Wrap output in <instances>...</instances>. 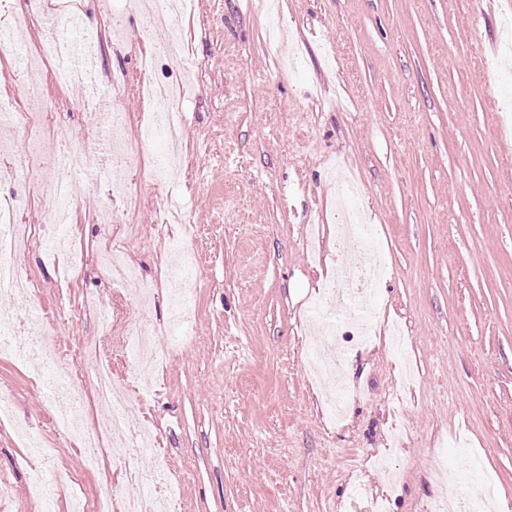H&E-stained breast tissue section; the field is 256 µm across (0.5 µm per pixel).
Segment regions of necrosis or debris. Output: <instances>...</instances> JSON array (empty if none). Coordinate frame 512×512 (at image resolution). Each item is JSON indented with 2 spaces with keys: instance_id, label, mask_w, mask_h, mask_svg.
Segmentation results:
<instances>
[{
  "instance_id": "necrosis-or-debris-1",
  "label": "necrosis or debris",
  "mask_w": 512,
  "mask_h": 512,
  "mask_svg": "<svg viewBox=\"0 0 512 512\" xmlns=\"http://www.w3.org/2000/svg\"><path fill=\"white\" fill-rule=\"evenodd\" d=\"M81 15L73 9H54L48 20V37L45 41L46 56L51 61L50 74L58 83L72 81L84 84L86 92L79 105L86 112L88 122L94 127L106 128L110 140L118 139L123 115L113 110L112 102L127 86L142 92L148 106L149 118L140 126L141 146L136 150L110 147L104 169L113 195L122 197L127 211H136L139 203L125 180L128 170L139 168L144 150H157L166 143L170 134L184 126L182 104L172 84L160 81L154 74V62L162 56L182 54L181 45L166 41L160 50L145 51L149 41L148 31H141L135 41L143 54L135 78L114 79L111 89L94 84L90 67H77L73 63L76 53L74 42L60 38L61 30L83 25ZM87 144L77 140L68 147L54 141H37L16 151L15 156L28 175L44 169L54 172L53 195L55 205L50 212L51 233L34 236L17 221L19 211L26 205L28 194L19 191L0 197V294L12 297L14 309L0 315V354L12 355L18 360L39 358L42 370L39 386L53 401L54 412L67 437L79 442L84 449V463L88 470H97L105 446L120 449L114 464L121 471L126 492L120 501L100 495L95 499L77 500L74 512H171L180 492L177 484L167 475L162 464L146 465L147 456L156 451L154 429L133 414L132 396L125 379L115 378L110 361L98 360L90 370L88 379L94 389V398L106 407L109 415L105 422L91 426L85 421L83 387L58 375L55 371L58 352L48 334L39 330V315L28 293L21 288L22 278L13 263L17 252L26 248L46 247L50 254L69 257L71 267H78L81 259L75 252L70 236L56 233V226L71 223L74 199L66 179L69 171L81 169ZM343 219L336 227V248L343 251L349 245L368 249L375 243V231L363 212L356 208L342 211ZM98 263L114 283L124 285L138 280V269L127 260L124 245L114 238H106L97 256ZM380 273L377 267L362 266L346 269L330 281L309 311L318 323L322 337L338 335L341 327H349L360 341H370L379 318L375 301ZM153 300L152 290H142L136 299L137 318L116 321L111 309L101 313L106 333L119 335L122 354L134 361L133 375L147 380L165 357L164 348L156 344V336L145 315ZM26 333L25 342H18L19 333Z\"/></svg>"
}]
</instances>
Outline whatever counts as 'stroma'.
Instances as JSON below:
<instances>
[{
	"mask_svg": "<svg viewBox=\"0 0 512 512\" xmlns=\"http://www.w3.org/2000/svg\"><path fill=\"white\" fill-rule=\"evenodd\" d=\"M289 67L269 55L272 23L256 0H196L184 162L170 180H128L140 194L133 218L99 171L80 87L46 82L53 135L87 140L70 174L88 248L78 285H60L38 250L14 263L50 320L57 370L81 381L96 363L79 344L101 337L97 308L135 315L138 288H153L150 327L169 346L158 387L135 395L155 426L163 461L181 480L175 512H425L462 497L512 512V51L501 30L512 0H278ZM29 15L14 38L44 42L45 11L0 0V26ZM128 44L106 42L99 79L135 76ZM356 192L347 203L379 225L374 254L336 250L338 186L328 160ZM183 224L161 221L164 206ZM119 231L138 285L118 286L95 248ZM193 240L191 284L198 336L168 334L166 240ZM380 261L377 302L406 336L396 358L387 336H341L344 413L332 420L323 388L304 369L307 307L339 267ZM37 360L0 356V390L13 396L0 421V478L8 512H43L28 484L39 459L17 430L39 435L56 468L87 497H121L112 457L94 472L64 438L33 382Z\"/></svg>",
	"mask_w": 512,
	"mask_h": 512,
	"instance_id": "1",
	"label": "stroma"
}]
</instances>
